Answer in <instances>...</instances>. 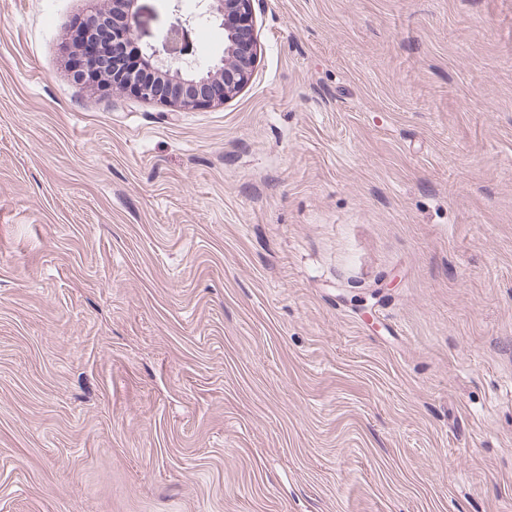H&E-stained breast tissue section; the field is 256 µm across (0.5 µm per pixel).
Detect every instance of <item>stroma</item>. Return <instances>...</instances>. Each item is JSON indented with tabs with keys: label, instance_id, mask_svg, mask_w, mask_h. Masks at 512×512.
I'll use <instances>...</instances> for the list:
<instances>
[{
	"label": "stroma",
	"instance_id": "1",
	"mask_svg": "<svg viewBox=\"0 0 512 512\" xmlns=\"http://www.w3.org/2000/svg\"><path fill=\"white\" fill-rule=\"evenodd\" d=\"M254 7L174 112L0 0V512H512V0Z\"/></svg>",
	"mask_w": 512,
	"mask_h": 512
}]
</instances>
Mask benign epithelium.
Returning a JSON list of instances; mask_svg holds the SVG:
<instances>
[{
    "mask_svg": "<svg viewBox=\"0 0 512 512\" xmlns=\"http://www.w3.org/2000/svg\"><path fill=\"white\" fill-rule=\"evenodd\" d=\"M88 29L94 30L112 18V72L123 75L122 49L135 40L137 0H90ZM224 26V54L216 62L202 66L185 46L187 28L199 20ZM166 41L179 51L166 59L142 49L153 66L148 78H127L117 90L173 111L202 108L222 103L237 95L252 79L257 57L254 0H197V10L186 18V26L169 29Z\"/></svg>",
    "mask_w": 512,
    "mask_h": 512,
    "instance_id": "benign-epithelium-1",
    "label": "benign epithelium"
}]
</instances>
